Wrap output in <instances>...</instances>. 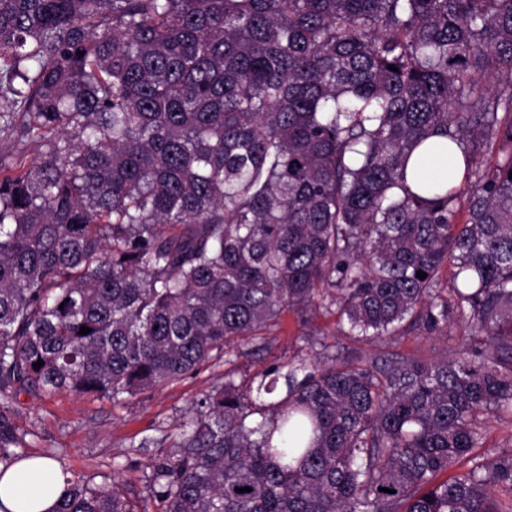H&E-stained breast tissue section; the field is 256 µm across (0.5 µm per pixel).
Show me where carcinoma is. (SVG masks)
<instances>
[{"label":"carcinoma","instance_id":"1","mask_svg":"<svg viewBox=\"0 0 512 512\" xmlns=\"http://www.w3.org/2000/svg\"><path fill=\"white\" fill-rule=\"evenodd\" d=\"M440 130L465 184L419 194ZM333 307L355 341L478 340L227 371L161 512H512V453L471 455L512 415V0H0V464L21 388L118 403ZM54 512L149 509L68 478ZM469 333L467 319L455 315L448 322V328L438 334L429 335L422 329L410 330L393 341H360L344 340L349 350H353L363 359L372 360L378 355H389L396 358L433 360L442 353L451 354Z\"/></svg>","mask_w":512,"mask_h":512}]
</instances>
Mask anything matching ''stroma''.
<instances>
[{
    "label": "stroma",
    "instance_id": "1",
    "mask_svg": "<svg viewBox=\"0 0 512 512\" xmlns=\"http://www.w3.org/2000/svg\"><path fill=\"white\" fill-rule=\"evenodd\" d=\"M336 321L332 311L319 312L308 323L295 311H285L269 351L239 359L236 378H250L280 358L307 354L310 332L319 330L331 336ZM468 333L466 318L456 316L438 334L415 329L392 341H352L348 347L369 360L383 354L433 360L442 353L454 352ZM224 372L223 361L215 360L194 375L118 404L105 397L67 390L51 395L23 391L14 402L16 423L26 433L21 453L54 454L58 468L69 476L92 486L116 479L130 496L148 497L147 476L156 465L175 456L181 425L192 416L203 393L223 383ZM481 432L474 455L494 457L512 452L511 416L485 414Z\"/></svg>",
    "mask_w": 512,
    "mask_h": 512
}]
</instances>
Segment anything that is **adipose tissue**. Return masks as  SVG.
Segmentation results:
<instances>
[{
	"instance_id": "adipose-tissue-1",
	"label": "adipose tissue",
	"mask_w": 512,
	"mask_h": 512,
	"mask_svg": "<svg viewBox=\"0 0 512 512\" xmlns=\"http://www.w3.org/2000/svg\"><path fill=\"white\" fill-rule=\"evenodd\" d=\"M413 190L436 183L452 190L464 181V156L445 136L429 138L417 148L407 169ZM64 488V477L52 460L24 459L0 474V512H51Z\"/></svg>"
}]
</instances>
